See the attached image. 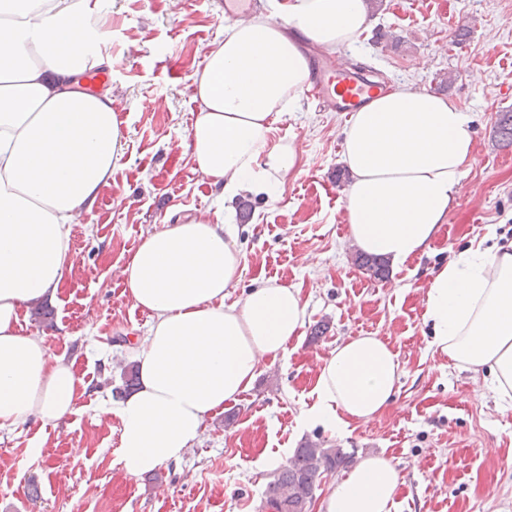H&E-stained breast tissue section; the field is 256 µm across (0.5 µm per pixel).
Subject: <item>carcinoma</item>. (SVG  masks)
<instances>
[{
    "label": "carcinoma",
    "instance_id": "cac0c4a2",
    "mask_svg": "<svg viewBox=\"0 0 512 512\" xmlns=\"http://www.w3.org/2000/svg\"><path fill=\"white\" fill-rule=\"evenodd\" d=\"M496 130L499 142L512 146V112L499 113ZM356 264L374 278L383 275L384 263L374 258L359 255ZM352 461V455L341 448H325L316 441L304 442L295 450L289 464L268 483L263 508L269 512H307V504L318 489L321 476L346 468Z\"/></svg>",
    "mask_w": 512,
    "mask_h": 512
}]
</instances>
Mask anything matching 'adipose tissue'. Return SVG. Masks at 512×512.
Returning a JSON list of instances; mask_svg holds the SVG:
<instances>
[{
  "mask_svg": "<svg viewBox=\"0 0 512 512\" xmlns=\"http://www.w3.org/2000/svg\"><path fill=\"white\" fill-rule=\"evenodd\" d=\"M94 0H0V429L73 413L72 363L18 330L20 314L56 293L72 263L70 226L91 209L119 159L110 92L83 75L108 67ZM365 0H269V12L229 26L192 80L197 116L187 139L197 172L224 198L281 188L297 165L272 125L308 87L300 49L336 51L368 28ZM472 119L454 101L399 88L370 101L345 134V212L360 251L400 265L426 252L446 223L472 156ZM244 256L221 210L167 219L123 274L153 322L132 357L136 390L103 415L121 420L116 462L130 476L176 462L205 419L245 391L265 359L282 356L304 324L299 289L265 283L225 303ZM425 318L456 365L512 399V252L479 245L433 278ZM397 355L379 337L340 343L321 365L305 418L330 429L366 422L390 402ZM402 478L368 455L321 512H391Z\"/></svg>",
  "mask_w": 512,
  "mask_h": 512,
  "instance_id": "ef3b65f1",
  "label": "adipose tissue"
}]
</instances>
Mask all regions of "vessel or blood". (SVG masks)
Returning a JSON list of instances; mask_svg holds the SVG:
<instances>
[{"label": "vessel or blood", "mask_w": 512, "mask_h": 512, "mask_svg": "<svg viewBox=\"0 0 512 512\" xmlns=\"http://www.w3.org/2000/svg\"><path fill=\"white\" fill-rule=\"evenodd\" d=\"M388 89L386 82L354 71L343 57L318 54L313 58L309 96L320 110L352 115Z\"/></svg>", "instance_id": "obj_1"}]
</instances>
